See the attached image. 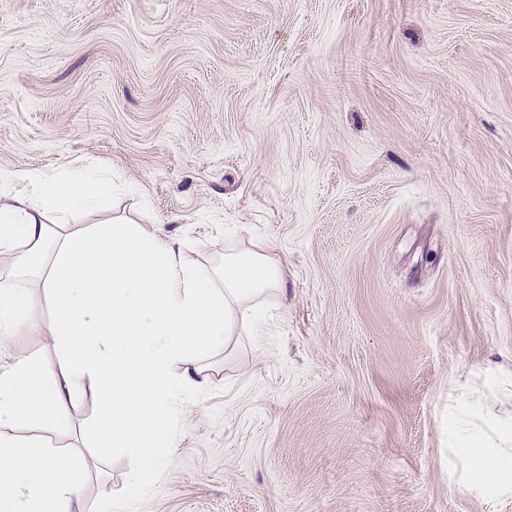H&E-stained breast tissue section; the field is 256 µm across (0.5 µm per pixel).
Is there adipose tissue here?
<instances>
[{
	"instance_id": "adipose-tissue-1",
	"label": "adipose tissue",
	"mask_w": 512,
	"mask_h": 512,
	"mask_svg": "<svg viewBox=\"0 0 512 512\" xmlns=\"http://www.w3.org/2000/svg\"><path fill=\"white\" fill-rule=\"evenodd\" d=\"M38 181L39 199L17 192L0 202V248L22 243L19 272L37 274L54 303L62 354L56 374L26 358L0 376V414L51 433L66 426L85 378L101 405L100 451L123 448L155 474L171 447L181 389L198 386L190 365L229 344L238 329L264 323L265 299L285 288L283 268L257 242L214 273L186 262L173 238L116 217L72 234L54 230L49 211L93 209L96 175L35 178L0 171V181ZM25 289L0 281V335L36 329ZM184 364L179 378L169 366ZM448 476L470 496L512 497V414L496 413L450 385ZM84 468L73 452L51 456L0 433V512H82Z\"/></svg>"
}]
</instances>
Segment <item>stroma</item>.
Segmentation results:
<instances>
[{
	"label": "stroma",
	"instance_id": "obj_1",
	"mask_svg": "<svg viewBox=\"0 0 512 512\" xmlns=\"http://www.w3.org/2000/svg\"><path fill=\"white\" fill-rule=\"evenodd\" d=\"M94 167L102 209L203 270L266 242L262 335L197 364L152 480L67 427L0 420L85 462L84 512H512L448 479V386L512 374V0H0V170ZM0 375L56 369L37 281Z\"/></svg>",
	"mask_w": 512,
	"mask_h": 512
}]
</instances>
